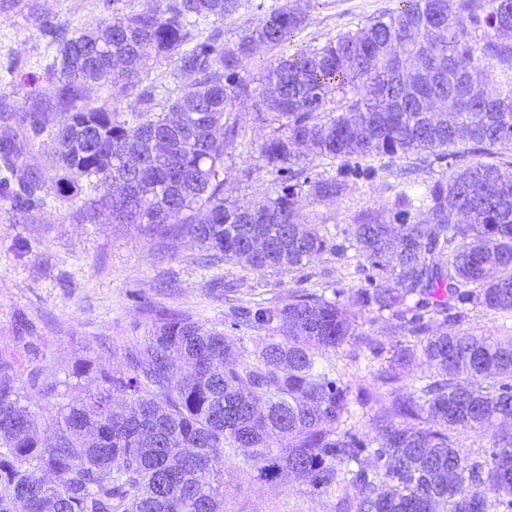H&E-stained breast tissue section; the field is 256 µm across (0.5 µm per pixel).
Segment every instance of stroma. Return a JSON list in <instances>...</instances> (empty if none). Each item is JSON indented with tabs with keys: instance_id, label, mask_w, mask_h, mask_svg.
<instances>
[{
	"instance_id": "obj_1",
	"label": "stroma",
	"mask_w": 512,
	"mask_h": 512,
	"mask_svg": "<svg viewBox=\"0 0 512 512\" xmlns=\"http://www.w3.org/2000/svg\"><path fill=\"white\" fill-rule=\"evenodd\" d=\"M308 16L305 29L289 44H318L395 10L400 0H290ZM101 0H19L0 15V61L21 58L26 72L40 74L55 55V45L42 37L36 17L82 24L99 16ZM246 148L232 149L225 161L224 192L247 206L275 190L274 176L257 170L251 178L240 171L250 165ZM384 198L376 184L350 186L330 201L305 200L304 208L319 227L335 231L360 211L377 209ZM187 234L157 239L136 224L79 221L72 209L48 193L44 208L24 218L12 216L0 201V350L26 345L25 357L42 378L63 379L80 357L117 366L124 350L143 342L160 320L171 314L224 332L248 352L260 351L268 333L235 327L238 314L258 305H275L290 292L306 289L328 300L347 301L360 282L349 261L325 252L300 271H253L229 260L208 265ZM390 312L358 311L355 334L324 358L354 399L366 400V411L348 418L345 428L364 438L373 435L368 414L381 411L391 398L380 395L374 375L381 367L364 337L388 341L397 335ZM224 472V512H337L343 486L314 491L304 480L287 476L258 479L244 455L228 458Z\"/></svg>"
}]
</instances>
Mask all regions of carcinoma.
Listing matches in <instances>:
<instances>
[{"instance_id": "1", "label": "carcinoma", "mask_w": 512, "mask_h": 512, "mask_svg": "<svg viewBox=\"0 0 512 512\" xmlns=\"http://www.w3.org/2000/svg\"><path fill=\"white\" fill-rule=\"evenodd\" d=\"M119 2L104 0L81 27L40 21L57 47L41 75L18 58L0 64L34 99L20 135L0 99V199L13 214L45 203L48 180L28 161L45 133L58 143L62 204L91 224L107 215L154 235L186 232L209 263L299 270L329 243L303 200L378 181L386 203L354 216L350 245H336L342 257L355 249L351 302L299 289L257 308L246 322L273 335L253 355L170 315L120 368L78 362L76 383L63 385L98 387L71 398L34 371L21 382V355L0 354V512H224L217 465L240 451L265 480L294 473L319 492L345 481L342 512H486L487 489L512 512V336L458 329L477 309L512 316V0H401L288 55L307 17L286 4L259 0L229 43L218 23L242 0H141L133 13ZM261 51L262 76L245 77ZM162 60L193 77L163 102L149 81ZM41 82L55 88L49 107L36 101ZM104 87L137 91L138 109L97 104L92 91ZM243 110L268 130L250 150L278 185L247 208L224 195ZM424 168L436 177L410 178ZM83 180L95 196L81 197ZM253 223L268 242L256 256L242 245ZM357 305L392 312L414 338L369 343L377 357L390 352L383 384L417 351L437 368L373 418L371 466L366 440L337 431L348 387L318 365L352 335ZM438 321L448 331H433ZM45 401L49 442L35 422ZM426 414L440 427L423 426ZM489 432L490 452L463 451L460 436Z\"/></svg>"}]
</instances>
